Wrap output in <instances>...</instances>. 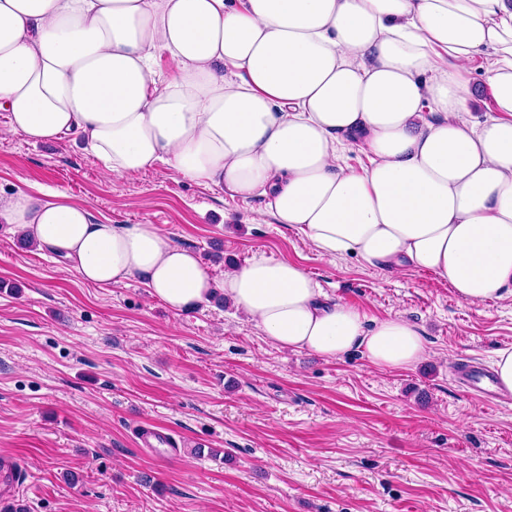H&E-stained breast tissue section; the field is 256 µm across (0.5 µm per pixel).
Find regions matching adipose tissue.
Listing matches in <instances>:
<instances>
[{
	"label": "adipose tissue",
	"mask_w": 512,
	"mask_h": 512,
	"mask_svg": "<svg viewBox=\"0 0 512 512\" xmlns=\"http://www.w3.org/2000/svg\"><path fill=\"white\" fill-rule=\"evenodd\" d=\"M13 135L78 137L114 178L162 163L263 198L330 262L420 270L469 304L512 299V0H0ZM346 142L368 165L347 166ZM0 224L86 284L136 279L177 312L222 293L292 352L398 369L426 354L407 320L366 327L296 262L258 254L217 278L157 225L102 223L60 190L0 195Z\"/></svg>",
	"instance_id": "ef3b65f1"
}]
</instances>
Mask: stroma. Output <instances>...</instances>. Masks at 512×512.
<instances>
[{
  "label": "stroma",
  "instance_id": "obj_1",
  "mask_svg": "<svg viewBox=\"0 0 512 512\" xmlns=\"http://www.w3.org/2000/svg\"><path fill=\"white\" fill-rule=\"evenodd\" d=\"M18 189L159 225L217 277L259 252L298 262L329 298L371 324L405 318L426 345L408 369L289 352L226 304L175 312L136 280L84 284L0 224V462L29 512H512V406L452 377L512 347V300L468 304L350 254L327 263L263 199L161 164L115 180L71 140H0V190ZM140 423L177 448L140 447Z\"/></svg>",
  "mask_w": 512,
  "mask_h": 512
}]
</instances>
